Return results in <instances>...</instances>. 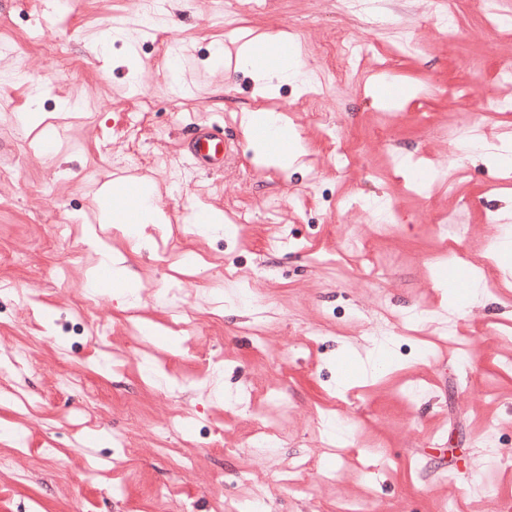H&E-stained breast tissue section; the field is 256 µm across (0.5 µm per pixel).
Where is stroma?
<instances>
[{"label":"stroma","instance_id":"35a3bbf8","mask_svg":"<svg viewBox=\"0 0 512 512\" xmlns=\"http://www.w3.org/2000/svg\"><path fill=\"white\" fill-rule=\"evenodd\" d=\"M165 9L164 30L186 60L180 92L170 86L168 56L154 49L118 39L106 54L96 53L101 33L116 21L138 22L130 0H71L65 12L55 0H0V42L12 47L0 57V73L26 76L0 99V282L13 283L31 306L21 318L14 301L0 300V428L24 435L19 446L0 440V456L16 461L0 472V512H216L219 500L257 491L267 512H336L349 500L368 502L375 512H438L449 502L456 512H482L487 487L512 498V335L496 333L512 325V257L494 258L497 290L474 304L464 289L472 274L447 252L484 248L483 217L512 214V156L493 152L512 141V115L491 118L479 131L492 148L466 158L467 174L454 194L403 197L412 176L388 162L396 152L445 164L448 128L474 109L464 85L489 83L499 60L512 57V42L483 28L465 0L451 32L422 15L420 0L386 10L380 32L349 16L340 0H271L266 11L236 19L225 14L224 0H165ZM340 30L354 41L377 40L380 48L322 97L289 84L259 95L238 64L244 42L277 39L315 74ZM399 36L420 50L395 61L399 107L390 112L379 101L375 63ZM34 82L41 87L37 102ZM66 100L75 110H61ZM263 109L282 114L304 144L295 167L261 163L244 125ZM317 109L346 131L344 170H337L336 150L312 116ZM33 110L64 132L63 144L40 151L41 128L15 121ZM134 113L142 122L137 144L125 129ZM203 126L220 129L230 147L220 170L194 168L185 157V139ZM104 141L106 156L99 151ZM133 151L136 164L112 167V158ZM147 176L155 179L154 205L167 223L150 228L146 250L120 224L110 225L105 241L137 276L140 300L131 307L115 297L111 271L97 268L91 226L103 183ZM272 197L279 207L270 216L265 204ZM374 199L397 201L388 223L367 209ZM209 207L223 211L231 234H197L195 214ZM241 211L251 223H236ZM282 233L287 250L267 252L266 239ZM177 239L207 258L206 276L182 284L181 301L200 322L195 336L177 335L169 306L157 299L182 264L159 244ZM14 254L19 262H11ZM228 268L270 301L264 344L252 338L248 306L211 307L214 294L233 289L224 278ZM93 271L100 274L101 303L86 327L106 329L110 347L122 353L134 345L131 323L158 325L177 348H155L153 360L180 381L178 390L157 388L137 360L120 374L102 369L98 349L70 330ZM384 312L387 355L376 369L375 342L361 326ZM448 320L451 337L438 329ZM309 327L319 335H306ZM488 329L495 333L491 343L461 364L459 337ZM15 346L28 351L24 368L10 363ZM215 362L231 401L217 400L209 386ZM65 376L93 385L96 400L59 387ZM257 387L284 397L288 413L279 419L283 440L256 458L248 453L253 428L244 414ZM10 390L29 392L39 408L16 414L2 397ZM341 412L352 432L335 455L323 425ZM180 416L184 430L163 436ZM489 421L496 424L490 436ZM118 429L134 441L136 457L110 475L87 477L93 456L112 454L100 433ZM300 455L318 461L309 489L277 484L273 473ZM488 455L501 468L488 470ZM245 468L265 474L266 482L239 481ZM117 485L124 495L113 494ZM159 487L169 496H157Z\"/></svg>","mask_w":512,"mask_h":512}]
</instances>
